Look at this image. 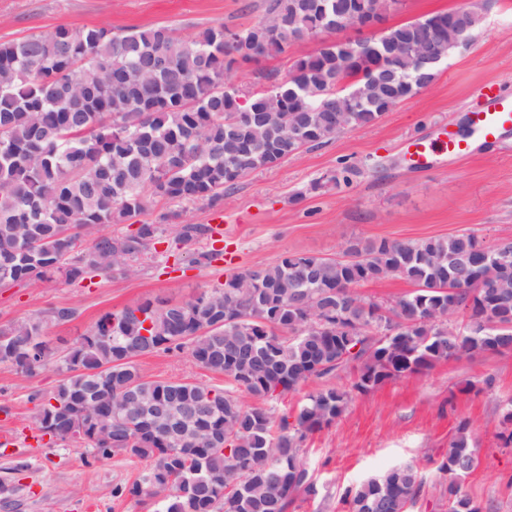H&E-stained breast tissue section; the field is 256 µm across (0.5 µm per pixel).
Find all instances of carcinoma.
<instances>
[{"instance_id": "1", "label": "carcinoma", "mask_w": 512, "mask_h": 512, "mask_svg": "<svg viewBox=\"0 0 512 512\" xmlns=\"http://www.w3.org/2000/svg\"><path fill=\"white\" fill-rule=\"evenodd\" d=\"M377 15L403 0H367ZM358 0H266L265 18L243 28L210 26L192 37L169 26L113 32L58 26L0 43V284H35L55 275L82 282L99 273L130 275L149 246L178 217L142 220L131 233L106 228L140 217L149 205L207 204L285 153L341 133L332 101L362 89L349 127L375 123L390 95L368 77L372 54L338 41L298 58L280 82L242 99L224 73L252 50L277 56L309 42ZM420 19L394 25L375 47L396 43L393 90L427 74L418 68ZM175 238H213L208 224H174ZM476 234L352 243L343 257L284 254L271 266L228 275L191 300L146 299L103 313L60 351L46 336L78 316L53 307L0 325V365L34 377L49 366L62 376L32 416L36 437L82 442L106 424L96 460L152 459L125 493L153 500L158 512H289L318 495L305 458L309 435L344 413L352 393L421 374L440 362L512 350V265H474ZM472 267L478 296L450 293L455 272ZM386 279L413 290L387 305L361 295ZM385 310L408 324L388 334ZM349 326L347 333L336 326ZM188 352L224 387L146 378L139 359ZM342 372L351 389L327 384ZM294 414L268 407L307 386ZM258 404L247 406L243 397ZM188 417L187 444L170 459L168 425L134 417L135 401ZM474 452L462 421L439 471L448 479V512H464L454 475ZM414 463L394 466L347 489L348 512H412L425 493Z\"/></svg>"}]
</instances>
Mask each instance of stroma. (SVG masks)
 I'll return each instance as SVG.
<instances>
[{"mask_svg": "<svg viewBox=\"0 0 512 512\" xmlns=\"http://www.w3.org/2000/svg\"><path fill=\"white\" fill-rule=\"evenodd\" d=\"M263 0H0V42L64 25L172 26L192 36L224 24L242 27L263 18ZM316 43L238 66L229 76L243 98L266 87L264 73L285 77L293 61ZM512 94V0H491L471 47L452 54L435 81L403 100L371 126L350 128L241 179L216 207L188 204L182 221L222 225L224 256L203 260L210 241L176 243L173 232L137 263L135 274L103 273L79 283L60 278L0 288V324L56 306H72L76 320L49 329L57 345L73 339L102 313L157 297L192 298L223 283L231 273L277 263L284 253L324 257L342 254L356 240H420L465 231L485 243L512 238V123L495 139L470 138L467 155L434 149L443 133H456L481 108L488 86ZM431 144V165L418 166L408 147ZM358 170L350 185L334 175ZM146 377L220 386L224 380L197 367L187 354L157 353L139 361ZM493 376L492 389L462 394L466 382ZM60 381L46 369L32 378L0 366V512H153L151 502L113 497L147 468L123 455L88 463L78 443L45 445L34 438L32 395L49 398ZM512 401V352L463 357L412 377L354 394L343 415L310 435L307 459L319 489L296 512H346L341 495L366 477L407 462L417 463L427 493L413 512H448L446 483L438 467L459 421L470 424L479 467L464 479L466 492L491 512H512V447L498 438L499 415Z\"/></svg>", "mask_w": 512, "mask_h": 512, "instance_id": "35a3bbf8", "label": "stroma"}]
</instances>
